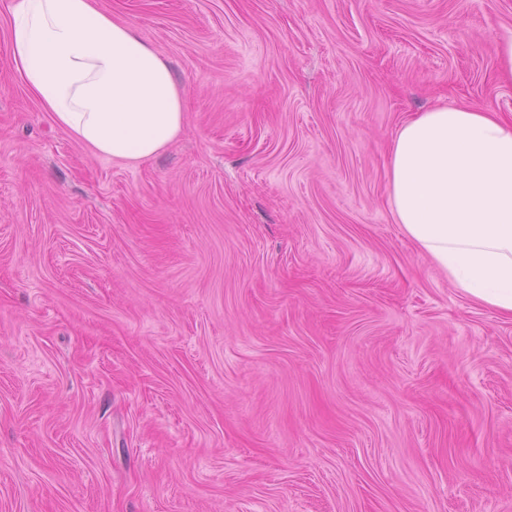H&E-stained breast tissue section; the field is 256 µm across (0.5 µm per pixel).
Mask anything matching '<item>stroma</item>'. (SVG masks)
Masks as SVG:
<instances>
[{"label":"stroma","instance_id":"obj_1","mask_svg":"<svg viewBox=\"0 0 512 512\" xmlns=\"http://www.w3.org/2000/svg\"><path fill=\"white\" fill-rule=\"evenodd\" d=\"M0 0V512H512V316L388 203L403 122L512 117V0H96L168 63L135 164L60 128Z\"/></svg>","mask_w":512,"mask_h":512}]
</instances>
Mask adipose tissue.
<instances>
[{
    "mask_svg": "<svg viewBox=\"0 0 512 512\" xmlns=\"http://www.w3.org/2000/svg\"><path fill=\"white\" fill-rule=\"evenodd\" d=\"M11 57L76 141L137 162L174 141L183 95L163 57L95 0H11ZM398 224L471 298L512 316V120L435 106L405 121L390 155Z\"/></svg>",
    "mask_w": 512,
    "mask_h": 512,
    "instance_id": "1",
    "label": "adipose tissue"
}]
</instances>
